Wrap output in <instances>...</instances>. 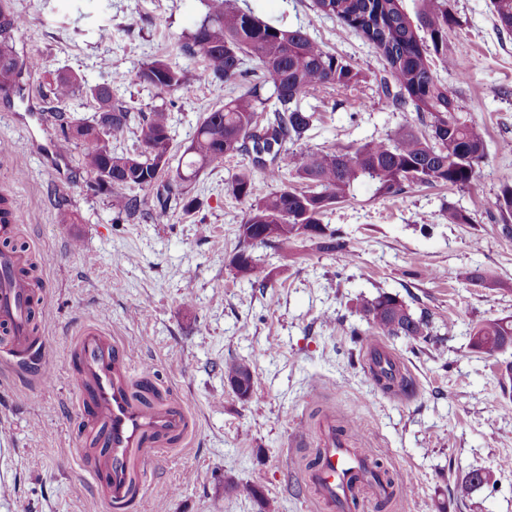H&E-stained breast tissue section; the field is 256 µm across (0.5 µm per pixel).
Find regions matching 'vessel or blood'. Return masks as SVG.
Wrapping results in <instances>:
<instances>
[{"label": "vessel or blood", "instance_id": "1", "mask_svg": "<svg viewBox=\"0 0 512 512\" xmlns=\"http://www.w3.org/2000/svg\"><path fill=\"white\" fill-rule=\"evenodd\" d=\"M23 260L18 253H0V328L10 336V354L35 366L47 383L53 374L31 332L36 297L29 281L16 273ZM76 355L72 380L79 392L78 405L101 443L99 453L84 462L112 512H118L141 492L146 465L188 437L191 420L179 401L136 397L130 352L98 330L82 333ZM361 443L354 426L337 431L330 417L320 424L321 456L305 479L328 512H353V499L365 492L377 498L388 493L385 481L372 473L371 455Z\"/></svg>", "mask_w": 512, "mask_h": 512}]
</instances>
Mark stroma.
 <instances>
[{
  "mask_svg": "<svg viewBox=\"0 0 512 512\" xmlns=\"http://www.w3.org/2000/svg\"><path fill=\"white\" fill-rule=\"evenodd\" d=\"M260 17L302 28L362 73L356 89L303 99L319 120L294 152H334L384 140L413 110L386 102L383 66L372 45L313 0H235ZM26 24L12 32L17 51L40 58L23 97L0 98V196L17 212L12 240L30 253L47 303L38 330L56 380L5 370L0 357V512H108L79 458L85 427L71 371L78 340L94 328L125 342L150 372L161 398L182 401L192 430L147 467L143 490L124 512H322L302 467L319 446L325 413L353 422L372 458L410 494L386 510L365 498L362 512H512V384L503 362L469 346L474 327L512 317V238L498 231L494 206L512 184V33H503L490 0H448L459 22L454 70L439 79L485 131L486 157L466 190L446 187L384 194L355 183L328 212L345 249L333 254L307 242L252 253L271 271L267 285L240 279L231 260L249 207L226 188L248 168L238 154L211 165L185 189L194 208H171L166 223L118 221L107 194L86 183L85 142L56 155L54 113L92 119L86 96L56 101L51 82L62 70L92 84L107 82L134 113L161 105L157 90L132 79L161 58L184 70L188 86L170 112V167H177L204 113L227 96L202 78L201 58L178 55L175 43L205 14L204 0H13ZM109 38H100L101 30ZM473 224H451L446 206ZM475 271L471 282L460 269ZM388 293L413 312H428L430 334L372 338L363 303ZM396 363L407 387L389 390L371 372L369 347ZM250 364L253 388L240 397L224 363ZM489 484L460 496L469 472ZM250 485L259 497L224 490Z\"/></svg>",
  "mask_w": 512,
  "mask_h": 512,
  "instance_id": "stroma-1",
  "label": "stroma"
}]
</instances>
